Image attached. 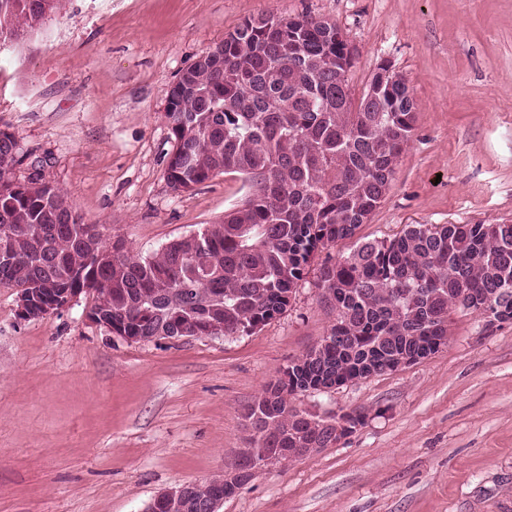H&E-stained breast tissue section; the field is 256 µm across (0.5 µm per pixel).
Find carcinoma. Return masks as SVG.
<instances>
[{
    "label": "carcinoma",
    "instance_id": "1",
    "mask_svg": "<svg viewBox=\"0 0 512 512\" xmlns=\"http://www.w3.org/2000/svg\"><path fill=\"white\" fill-rule=\"evenodd\" d=\"M57 0H0V43L37 27ZM353 58L336 25L302 15L245 19L215 51L187 67L165 112L173 147L167 179L189 191L221 172L252 191L224 220L169 242L156 260L112 252L95 224L72 218L64 192L40 178L12 179L15 134L0 129V227L17 236L0 261V285L44 295L86 287L91 311L117 336L252 335L289 305L316 254L350 239L385 195L412 138L416 113L405 88L363 94L353 111ZM317 287L336 310L328 336L288 363L244 417L246 454L295 461L314 441L336 445V422L289 407L332 376L383 373L386 354L447 345L456 310L512 320V224H412L392 239L356 244L325 263Z\"/></svg>",
    "mask_w": 512,
    "mask_h": 512
}]
</instances>
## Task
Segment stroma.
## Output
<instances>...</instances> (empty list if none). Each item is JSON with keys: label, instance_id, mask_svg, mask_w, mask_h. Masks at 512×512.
Returning a JSON list of instances; mask_svg holds the SVG:
<instances>
[{"label": "stroma", "instance_id": "35a3bbf8", "mask_svg": "<svg viewBox=\"0 0 512 512\" xmlns=\"http://www.w3.org/2000/svg\"><path fill=\"white\" fill-rule=\"evenodd\" d=\"M302 13L346 33L354 92L386 61L417 101L357 237L512 223V0H61L0 44V128L23 157L13 179L58 186L142 256L220 222L249 185L234 172L169 184V88L244 19ZM352 246L319 252L283 313L249 336L129 341L88 318L92 292L24 321L16 289L0 287V512H146L233 469L246 407L334 324L315 283ZM290 404L365 421L336 447L259 470L220 512H512V321L454 312L437 353ZM192 495V484L184 483L176 488H172L160 495H158L153 502L150 503L148 512H151L150 507H153L154 510H158V506L167 502V500L171 497H177L181 499H190ZM159 512H195V509L186 507V502H182L180 500H173L171 502H167L164 510H160Z\"/></svg>", "mask_w": 512, "mask_h": 512}]
</instances>
